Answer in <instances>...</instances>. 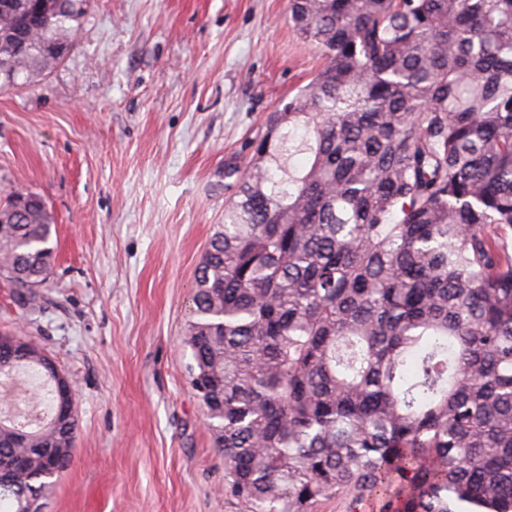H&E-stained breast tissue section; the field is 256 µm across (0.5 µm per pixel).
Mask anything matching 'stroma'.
Segmentation results:
<instances>
[{
    "label": "stroma",
    "mask_w": 512,
    "mask_h": 512,
    "mask_svg": "<svg viewBox=\"0 0 512 512\" xmlns=\"http://www.w3.org/2000/svg\"><path fill=\"white\" fill-rule=\"evenodd\" d=\"M68 55L0 92V191L39 193L55 261L0 281V334L77 389L74 458L43 512H246L184 351L198 266L268 114L319 69L288 0H87Z\"/></svg>",
    "instance_id": "stroma-1"
}]
</instances>
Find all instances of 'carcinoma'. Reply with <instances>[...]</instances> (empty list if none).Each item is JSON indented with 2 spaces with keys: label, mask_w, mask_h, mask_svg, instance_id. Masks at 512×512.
Wrapping results in <instances>:
<instances>
[{
  "label": "carcinoma",
  "mask_w": 512,
  "mask_h": 512,
  "mask_svg": "<svg viewBox=\"0 0 512 512\" xmlns=\"http://www.w3.org/2000/svg\"><path fill=\"white\" fill-rule=\"evenodd\" d=\"M84 14L0 0V91L55 64L42 44ZM289 18L324 63L224 172L236 200L185 329L224 492L249 512H512V0H289ZM52 227L40 194L8 192L0 277L42 285ZM45 359L31 342L0 361L50 394L45 419L0 410V457L25 462L0 475L11 512L73 459L44 464L77 430L52 425Z\"/></svg>",
  "instance_id": "obj_1"
}]
</instances>
